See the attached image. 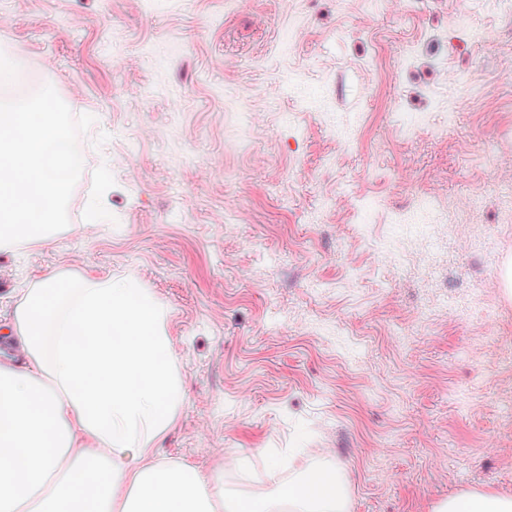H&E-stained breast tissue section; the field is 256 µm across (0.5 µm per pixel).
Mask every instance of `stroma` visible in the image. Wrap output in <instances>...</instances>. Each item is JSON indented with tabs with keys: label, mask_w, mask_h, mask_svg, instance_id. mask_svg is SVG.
I'll use <instances>...</instances> for the list:
<instances>
[{
	"label": "stroma",
	"mask_w": 512,
	"mask_h": 512,
	"mask_svg": "<svg viewBox=\"0 0 512 512\" xmlns=\"http://www.w3.org/2000/svg\"><path fill=\"white\" fill-rule=\"evenodd\" d=\"M461 2L0 0V56L94 116L84 171L112 183L108 223L0 251V331L50 271L131 275L185 391L153 455L207 479L237 455L245 497L338 462L349 512L512 497V0H481L478 41ZM422 192L432 265L388 236Z\"/></svg>",
	"instance_id": "35a3bbf8"
}]
</instances>
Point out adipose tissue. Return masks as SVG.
<instances>
[{
  "label": "adipose tissue",
  "mask_w": 512,
  "mask_h": 512,
  "mask_svg": "<svg viewBox=\"0 0 512 512\" xmlns=\"http://www.w3.org/2000/svg\"><path fill=\"white\" fill-rule=\"evenodd\" d=\"M166 321L133 279L54 271L29 283L9 324L25 362L0 359V512H348L332 462L245 500L149 458L184 400ZM434 512H512V498L464 491Z\"/></svg>",
  "instance_id": "adipose-tissue-1"
}]
</instances>
